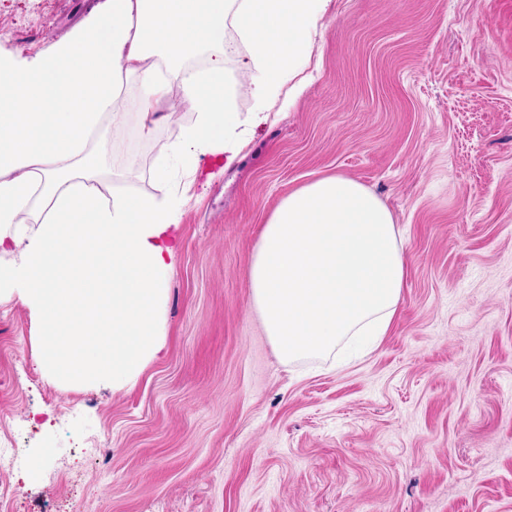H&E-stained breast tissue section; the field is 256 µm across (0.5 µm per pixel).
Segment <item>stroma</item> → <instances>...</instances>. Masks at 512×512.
<instances>
[{
    "mask_svg": "<svg viewBox=\"0 0 512 512\" xmlns=\"http://www.w3.org/2000/svg\"><path fill=\"white\" fill-rule=\"evenodd\" d=\"M98 2L0 0V46L49 52ZM226 72L247 143L222 175L204 157L155 178L190 107L110 133L116 191L188 197L159 359L116 391L58 386L0 293V512H512V0H330L297 94L257 126ZM336 173L392 211L405 285L375 348L285 361L250 260L288 193Z\"/></svg>",
    "mask_w": 512,
    "mask_h": 512,
    "instance_id": "obj_1",
    "label": "stroma"
}]
</instances>
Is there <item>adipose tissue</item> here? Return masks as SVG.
Wrapping results in <instances>:
<instances>
[{
    "mask_svg": "<svg viewBox=\"0 0 512 512\" xmlns=\"http://www.w3.org/2000/svg\"><path fill=\"white\" fill-rule=\"evenodd\" d=\"M326 0H104L49 53L0 48V288L16 291L40 322L38 363L60 385L133 382L164 350L160 310L174 230L186 196L101 191L112 143L103 131L136 118L142 136L171 121L159 104L197 112L175 150L189 173L200 156L224 170L244 142L235 130L218 47L233 16L250 53L261 115L300 72ZM203 69L184 68L204 47ZM139 79L135 114L121 97ZM403 242L387 205L342 174L285 198L250 261L251 304L284 360L331 353L343 340L386 333L405 284Z\"/></svg>",
    "mask_w": 512,
    "mask_h": 512,
    "instance_id": "obj_1",
    "label": "adipose tissue"
}]
</instances>
